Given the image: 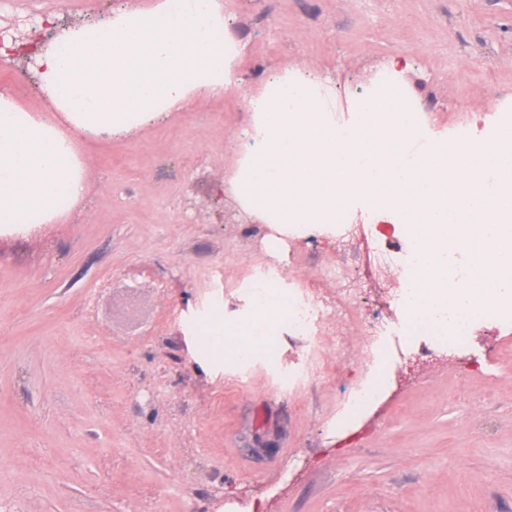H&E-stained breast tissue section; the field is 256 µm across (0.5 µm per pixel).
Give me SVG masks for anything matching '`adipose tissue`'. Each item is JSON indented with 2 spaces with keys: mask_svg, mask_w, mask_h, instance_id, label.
Returning <instances> with one entry per match:
<instances>
[{
  "mask_svg": "<svg viewBox=\"0 0 512 512\" xmlns=\"http://www.w3.org/2000/svg\"><path fill=\"white\" fill-rule=\"evenodd\" d=\"M65 38L66 51L34 56L53 112H21L0 95V227L16 233L29 213L50 224L59 199L84 198L78 140L126 134L196 96L236 86L238 52L224 38L223 0L117 14ZM282 312L276 293L254 301L245 321L224 330L225 360L273 334Z\"/></svg>",
  "mask_w": 512,
  "mask_h": 512,
  "instance_id": "obj_1",
  "label": "adipose tissue"
}]
</instances>
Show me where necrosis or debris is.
<instances>
[{
	"label": "necrosis or debris",
	"instance_id": "4bbe7bcc",
	"mask_svg": "<svg viewBox=\"0 0 512 512\" xmlns=\"http://www.w3.org/2000/svg\"><path fill=\"white\" fill-rule=\"evenodd\" d=\"M329 234L341 255L351 240H360L367 266L355 271L343 263L324 266L303 282L289 284L284 296L288 312L282 320L289 332L316 340L332 334L337 344H344V330L354 321L363 294L361 285L375 276L387 279L391 293L386 313L362 328L361 352L366 366L374 370L383 372L443 349L467 364L471 361L469 341L474 330H512V296L497 298L473 316L451 317L434 309L417 315L413 308L418 287L415 249L392 242L378 225L372 224L370 215L345 218L330 227ZM327 283L334 284L335 298L323 294L322 287Z\"/></svg>",
	"mask_w": 512,
	"mask_h": 512
}]
</instances>
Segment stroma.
I'll list each match as a JSON object with an SVG mask.
<instances>
[{
	"label": "stroma",
	"instance_id": "35a3bbf8",
	"mask_svg": "<svg viewBox=\"0 0 512 512\" xmlns=\"http://www.w3.org/2000/svg\"><path fill=\"white\" fill-rule=\"evenodd\" d=\"M239 90L81 142L90 191L69 219L0 231V512H512V333L473 337L381 379L358 360L282 389L310 348L239 376L214 342L277 228L216 205L240 160L244 98L283 71L328 81L339 111L395 55L435 138L512 110V0H231ZM288 277L336 248L286 239ZM382 381L352 409L350 386Z\"/></svg>",
	"mask_w": 512,
	"mask_h": 512
}]
</instances>
